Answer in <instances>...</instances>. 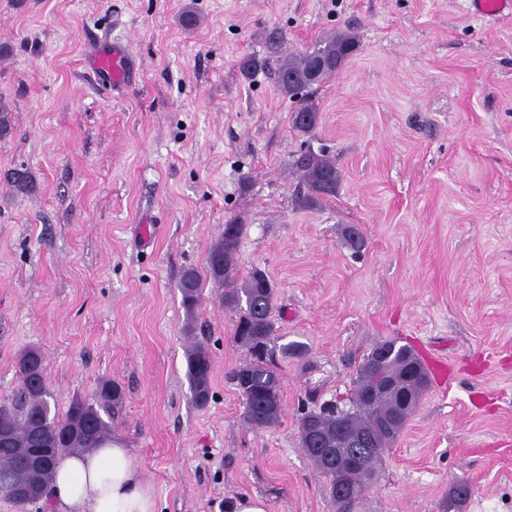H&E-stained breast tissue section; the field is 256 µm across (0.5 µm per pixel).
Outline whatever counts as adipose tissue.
<instances>
[{
    "label": "adipose tissue",
    "mask_w": 512,
    "mask_h": 512,
    "mask_svg": "<svg viewBox=\"0 0 512 512\" xmlns=\"http://www.w3.org/2000/svg\"><path fill=\"white\" fill-rule=\"evenodd\" d=\"M50 493L55 512H158L152 486L118 439L93 452L64 457Z\"/></svg>",
    "instance_id": "adipose-tissue-1"
}]
</instances>
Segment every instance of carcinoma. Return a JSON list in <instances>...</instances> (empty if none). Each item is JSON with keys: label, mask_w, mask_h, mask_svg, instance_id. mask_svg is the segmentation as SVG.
Wrapping results in <instances>:
<instances>
[{"label": "carcinoma", "mask_w": 512, "mask_h": 512, "mask_svg": "<svg viewBox=\"0 0 512 512\" xmlns=\"http://www.w3.org/2000/svg\"><path fill=\"white\" fill-rule=\"evenodd\" d=\"M357 49L355 38L336 33L314 47L289 55L277 71L282 94L299 99L291 113L292 126L302 134L318 126L320 112L311 97L313 86L338 71ZM303 190L297 196L302 208H314L336 196L342 173L336 160L324 151L300 152L292 162ZM244 225L228 223L210 247L203 270H184L179 292L186 321L187 378L197 406L208 404L212 393V357L209 347L193 336V324L202 302V285L210 280L224 289V307L236 313L234 336L246 359L231 370L229 380L243 407L242 420L252 429L276 426L282 411L279 358L288 346L276 345L273 319L276 288L265 271L252 269L238 280L233 276ZM19 386L0 401V496L25 512L37 493H48L58 461L69 454L91 451L112 440L113 424L120 417L124 392L112 379L99 383L89 397L73 399L64 417L52 413L53 395L44 375L40 349L30 347L17 358ZM396 384L376 390L380 379ZM430 382L414 350L384 340L364 357L352 395L305 411L299 418V444L316 471L325 477L328 493L338 512H352L377 480L378 469L415 411ZM347 426L363 436L359 448L336 447V435ZM358 467L359 480L347 481L350 464ZM470 485L451 486L442 512H460L471 497Z\"/></svg>", "instance_id": "1"}]
</instances>
